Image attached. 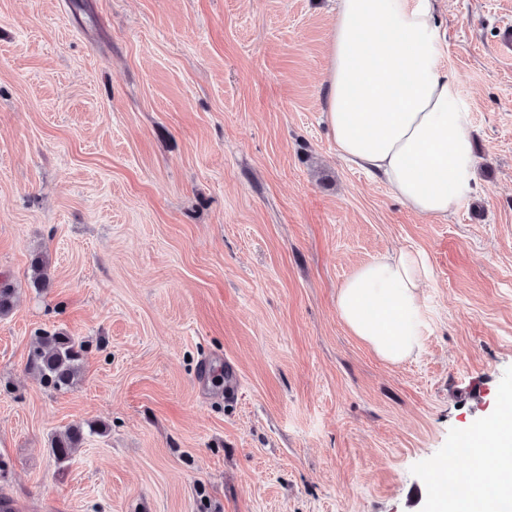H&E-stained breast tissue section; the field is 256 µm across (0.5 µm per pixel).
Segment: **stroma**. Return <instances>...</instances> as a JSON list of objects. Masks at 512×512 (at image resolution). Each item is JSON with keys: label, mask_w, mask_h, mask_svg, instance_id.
Segmentation results:
<instances>
[{"label": "stroma", "mask_w": 512, "mask_h": 512, "mask_svg": "<svg viewBox=\"0 0 512 512\" xmlns=\"http://www.w3.org/2000/svg\"><path fill=\"white\" fill-rule=\"evenodd\" d=\"M439 22L476 188L432 219L336 152V0H0L15 512H430L434 464L512 394V0ZM401 251L429 320L393 363L336 291ZM44 331L82 348L66 390L28 367ZM72 425L97 432L61 467Z\"/></svg>", "instance_id": "35a3bbf8"}]
</instances>
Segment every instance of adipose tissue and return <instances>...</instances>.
Instances as JSON below:
<instances>
[{
	"label": "adipose tissue",
	"instance_id": "adipose-tissue-1",
	"mask_svg": "<svg viewBox=\"0 0 512 512\" xmlns=\"http://www.w3.org/2000/svg\"><path fill=\"white\" fill-rule=\"evenodd\" d=\"M438 0H336L324 118L339 155L378 174L411 211L448 217L473 189L470 113L439 64ZM420 255H384L339 287L337 311L382 358L421 347L428 314ZM462 488L436 486L432 512H504L512 503V398L460 439ZM494 470L495 482L485 473Z\"/></svg>",
	"mask_w": 512,
	"mask_h": 512
}]
</instances>
